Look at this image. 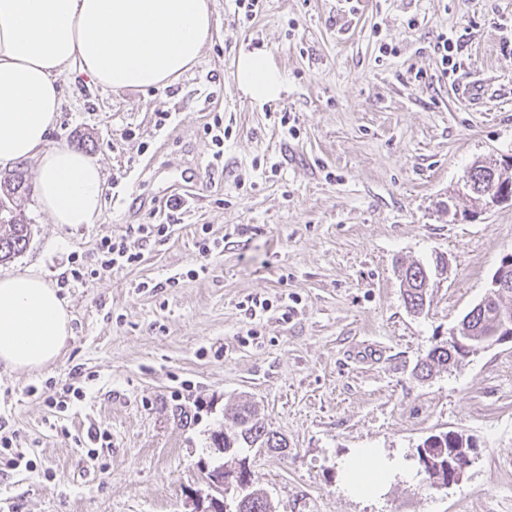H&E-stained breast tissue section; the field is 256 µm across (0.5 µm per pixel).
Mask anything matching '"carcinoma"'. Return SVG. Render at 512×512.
I'll return each instance as SVG.
<instances>
[{
    "instance_id": "carcinoma-1",
    "label": "carcinoma",
    "mask_w": 512,
    "mask_h": 512,
    "mask_svg": "<svg viewBox=\"0 0 512 512\" xmlns=\"http://www.w3.org/2000/svg\"><path fill=\"white\" fill-rule=\"evenodd\" d=\"M471 179L477 188L487 189L493 183L500 181L512 184V168L491 167L480 165L472 169ZM31 235V225L24 223L23 219L13 210L0 211V262H7L20 254L26 247ZM431 277V270L421 264H412L401 271L403 299L405 307L415 313H422L426 307L429 285L426 279ZM512 310V292L493 297L485 296L477 305L478 312L473 317L474 335L465 340L469 349H477L494 337L495 322L493 312L497 308ZM468 354V349L460 350L454 344L436 346L432 348L417 364L416 372L423 376H430L435 369L448 368V364H457ZM229 420L233 430L217 431L212 435V445L235 461V465H224L213 468L207 473L208 479H227L234 476L236 484L243 483V476L247 473L245 460H236V452L240 448H267L269 450L283 451L287 442L282 437L266 429L262 418L244 402L237 406L230 415ZM430 442L427 456L430 465L422 468L423 481L432 489L448 484V469L456 468L466 463L467 456L474 453L476 445L468 437L455 432H446L426 438ZM441 485H436V480ZM240 512H272L264 492L254 488L245 492L240 498Z\"/></svg>"
}]
</instances>
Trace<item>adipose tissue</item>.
<instances>
[{
	"mask_svg": "<svg viewBox=\"0 0 512 512\" xmlns=\"http://www.w3.org/2000/svg\"><path fill=\"white\" fill-rule=\"evenodd\" d=\"M208 0H0V169L35 162L33 191L56 224H91L105 191L102 166L52 142L60 80L75 72L106 89L163 87L200 58L211 33ZM236 85L258 102L278 98L279 70L261 52L241 54ZM56 289L20 272L0 278V366L53 362L71 335ZM345 493H377L403 461L357 448L342 463Z\"/></svg>",
	"mask_w": 512,
	"mask_h": 512,
	"instance_id": "1",
	"label": "adipose tissue"
}]
</instances>
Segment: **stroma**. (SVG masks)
<instances>
[{"label": "stroma", "instance_id": "obj_1", "mask_svg": "<svg viewBox=\"0 0 512 512\" xmlns=\"http://www.w3.org/2000/svg\"><path fill=\"white\" fill-rule=\"evenodd\" d=\"M208 2L203 53L170 85L62 81L51 139L98 159L104 208L54 224L35 195L18 199L32 233L0 278L28 270L59 287L76 258L96 274L59 288L72 336L55 362L0 367V421L34 464L0 474V512L235 507L236 483L207 478L224 462L209 443L245 399L288 441L246 453L275 512H512V341L415 375L512 253V203L474 210L461 182L474 161L512 159V0H263L251 18ZM444 34L458 42L453 74ZM251 51L281 72L279 98L238 91ZM216 115L229 129L219 167L204 133ZM175 197L188 209L169 211ZM164 223L139 262L97 271L100 239ZM205 236L223 250L200 255ZM438 255L447 271L410 313L399 268ZM255 297L269 304L256 318ZM74 382L83 400L47 405L46 388ZM91 426L111 442L95 455ZM450 431L477 448L462 480L435 490L417 448ZM357 448L407 470L379 496H350L340 464Z\"/></svg>", "mask_w": 512, "mask_h": 512}]
</instances>
